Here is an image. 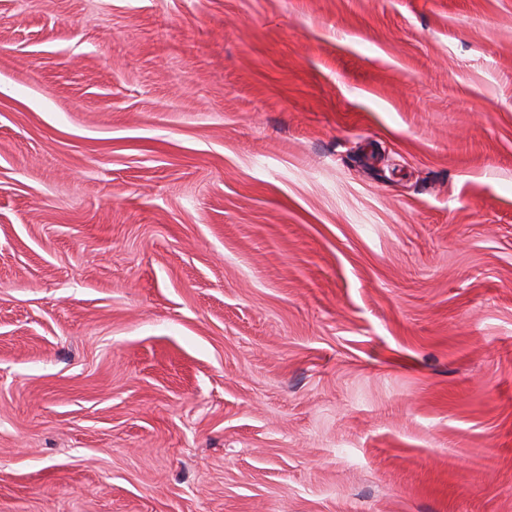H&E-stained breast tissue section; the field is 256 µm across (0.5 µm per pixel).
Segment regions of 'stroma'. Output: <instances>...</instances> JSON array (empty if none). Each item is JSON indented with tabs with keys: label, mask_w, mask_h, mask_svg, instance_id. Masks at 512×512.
Masks as SVG:
<instances>
[{
	"label": "stroma",
	"mask_w": 512,
	"mask_h": 512,
	"mask_svg": "<svg viewBox=\"0 0 512 512\" xmlns=\"http://www.w3.org/2000/svg\"><path fill=\"white\" fill-rule=\"evenodd\" d=\"M0 512H512V0H0Z\"/></svg>",
	"instance_id": "1"
}]
</instances>
